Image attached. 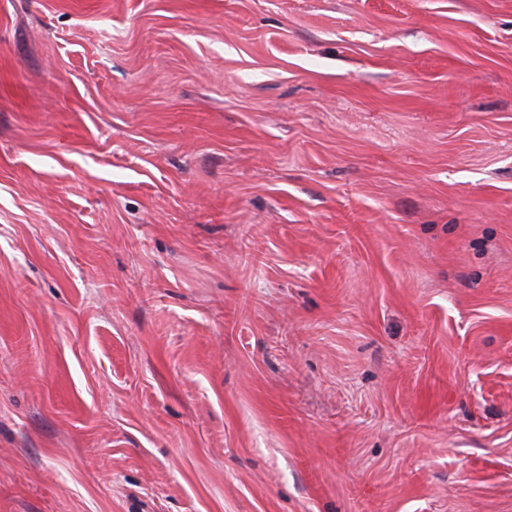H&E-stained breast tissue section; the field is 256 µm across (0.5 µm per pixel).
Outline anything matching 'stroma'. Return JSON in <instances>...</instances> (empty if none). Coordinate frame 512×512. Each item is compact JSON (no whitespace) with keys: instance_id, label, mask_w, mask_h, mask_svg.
<instances>
[{"instance_id":"1","label":"stroma","mask_w":512,"mask_h":512,"mask_svg":"<svg viewBox=\"0 0 512 512\" xmlns=\"http://www.w3.org/2000/svg\"><path fill=\"white\" fill-rule=\"evenodd\" d=\"M0 512H512V0H0Z\"/></svg>"}]
</instances>
